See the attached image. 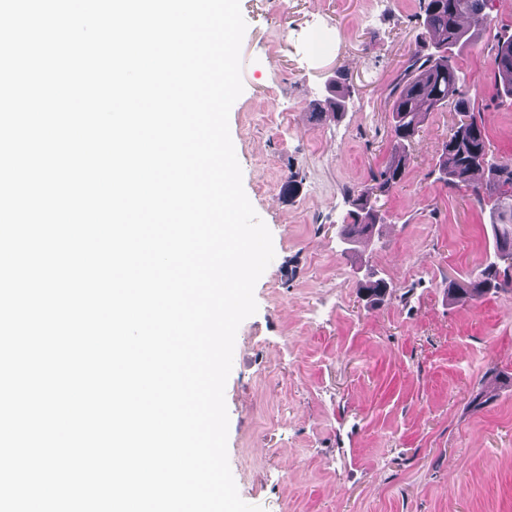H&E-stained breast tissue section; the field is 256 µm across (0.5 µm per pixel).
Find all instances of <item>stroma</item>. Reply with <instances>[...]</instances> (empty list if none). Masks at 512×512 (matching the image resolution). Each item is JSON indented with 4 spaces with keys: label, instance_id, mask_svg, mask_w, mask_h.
I'll use <instances>...</instances> for the list:
<instances>
[{
    "label": "stroma",
    "instance_id": "1",
    "mask_svg": "<svg viewBox=\"0 0 512 512\" xmlns=\"http://www.w3.org/2000/svg\"><path fill=\"white\" fill-rule=\"evenodd\" d=\"M240 5L244 90L229 129L275 251L225 388L241 499L263 512H512V383L486 375L512 376V292L448 297L495 257L489 207L438 170L453 106L426 116L372 242L352 254L339 237L349 189L392 151L390 93L426 36L420 0ZM490 15V34L455 62L492 156L507 160L512 99L498 95L491 47L512 32V0ZM340 76L344 116L315 120ZM372 273L390 285L375 304L358 288Z\"/></svg>",
    "mask_w": 512,
    "mask_h": 512
}]
</instances>
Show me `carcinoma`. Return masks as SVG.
<instances>
[{
	"mask_svg": "<svg viewBox=\"0 0 512 512\" xmlns=\"http://www.w3.org/2000/svg\"><path fill=\"white\" fill-rule=\"evenodd\" d=\"M490 0H423V27L429 35L427 48L414 52L408 60L402 85L391 95L394 149L386 164L372 174L368 184L350 194L352 210L349 222L340 234L358 246L373 237L374 227L382 222L377 206L379 197L389 193L404 175L414 144L412 134L419 131L425 116L448 104L454 105L460 123L473 136L468 142L444 144L439 171L451 187L465 186L480 204H489L495 224L496 253L512 250V160L497 161L489 153L487 136L478 121L474 104L461 91L464 77L454 62L455 50L477 40L490 28L487 12ZM495 77L500 97L512 98V34L494 36L492 46ZM347 93L332 85L326 98V110L313 113L321 120L346 111ZM488 171L486 183L474 181V175ZM469 288H450L448 294L464 300H476L491 291L512 290V265L501 261L488 263ZM363 295L372 301L384 300L389 284L383 278L369 277L361 283Z\"/></svg>",
	"mask_w": 512,
	"mask_h": 512,
	"instance_id": "carcinoma-1",
	"label": "carcinoma"
}]
</instances>
